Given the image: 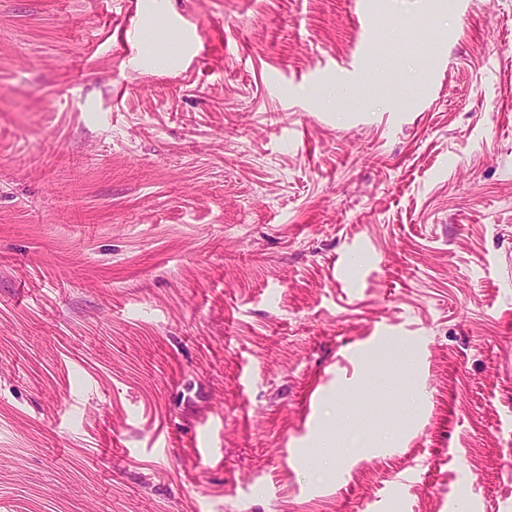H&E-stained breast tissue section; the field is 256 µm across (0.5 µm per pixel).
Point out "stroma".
Wrapping results in <instances>:
<instances>
[{"mask_svg": "<svg viewBox=\"0 0 512 512\" xmlns=\"http://www.w3.org/2000/svg\"><path fill=\"white\" fill-rule=\"evenodd\" d=\"M0 512H512V0H0Z\"/></svg>", "mask_w": 512, "mask_h": 512, "instance_id": "35a3bbf8", "label": "stroma"}]
</instances>
